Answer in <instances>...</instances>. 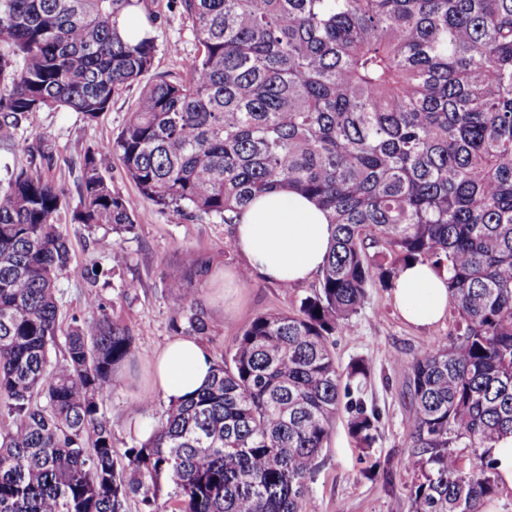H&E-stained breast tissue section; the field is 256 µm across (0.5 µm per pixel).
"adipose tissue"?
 <instances>
[{"label":"adipose tissue","instance_id":"ef3b65f1","mask_svg":"<svg viewBox=\"0 0 512 512\" xmlns=\"http://www.w3.org/2000/svg\"><path fill=\"white\" fill-rule=\"evenodd\" d=\"M333 227L325 211L307 197L282 189L255 198L232 228L237 252L251 274L277 285L297 286L321 270L332 242ZM392 298L401 317L416 326L444 318L448 287L428 264L409 263L395 278ZM213 366L209 351L197 340L178 337L156 355L153 387L164 399L195 392Z\"/></svg>","mask_w":512,"mask_h":512}]
</instances>
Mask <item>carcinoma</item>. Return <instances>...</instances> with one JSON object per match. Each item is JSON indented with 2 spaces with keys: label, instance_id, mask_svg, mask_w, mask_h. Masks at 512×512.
Returning a JSON list of instances; mask_svg holds the SVG:
<instances>
[{
  "label": "carcinoma",
  "instance_id": "cac0c4a2",
  "mask_svg": "<svg viewBox=\"0 0 512 512\" xmlns=\"http://www.w3.org/2000/svg\"><path fill=\"white\" fill-rule=\"evenodd\" d=\"M142 2L0 0V140L44 110L92 119L139 81L155 36L125 40L115 19ZM181 6L200 45L189 77L146 84L102 149L156 205L228 226L273 188L315 199L333 225L318 287L293 312L259 313L119 460L103 397L135 337L93 294L63 315L64 190L15 171L0 182V512H129L134 498L140 512H308L343 415L376 475L370 366L340 369L333 337L367 289L416 261L445 277L458 333L398 359L417 459L408 512H484L500 490L495 443L512 436V0ZM80 198L77 223L135 226L92 157ZM209 271L182 250L165 283L175 332H209L187 293Z\"/></svg>",
  "mask_w": 512,
  "mask_h": 512
}]
</instances>
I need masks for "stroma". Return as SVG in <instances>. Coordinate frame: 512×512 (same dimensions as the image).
Wrapping results in <instances>:
<instances>
[{"label": "stroma", "instance_id": "35a3bbf8", "mask_svg": "<svg viewBox=\"0 0 512 512\" xmlns=\"http://www.w3.org/2000/svg\"><path fill=\"white\" fill-rule=\"evenodd\" d=\"M147 4L156 18V51L142 83L161 76L187 78L198 46L191 19L180 0H147ZM142 83L121 91L111 108L95 119L64 110L38 112L21 124L13 143H0V180L14 169L28 167L65 190L59 222L73 250L71 265L58 283L64 315L80 313L92 293L107 313L130 325L136 338L135 373L122 376L120 385L104 399L114 419V454L119 458L133 445L137 429L151 427L167 409L151 387L152 362L155 352L176 336L171 325L173 298L164 283L182 249H195L211 261L208 276L197 284V296L210 317L211 331L203 343L214 354L232 346L256 314L267 309L293 310L311 289L307 283L284 289L255 277L238 279L243 260L239 254L224 253L230 236L227 225L213 216H182L156 206L143 198L117 155L101 152V143L111 140L125 124ZM91 155L113 191L136 215L134 231L118 243L111 225L72 221L80 205L84 159ZM130 281L135 282V290L123 292V284ZM454 331L449 318L425 327L408 324L395 309L390 290L369 289L354 330L336 335L335 353L339 366L363 359L372 369L364 397L380 412V435L373 448L379 473L372 480L362 476V453L345 419H338L308 480L309 512H408L415 462L407 448L406 375L396 359L410 357L434 338Z\"/></svg>", "mask_w": 512, "mask_h": 512}]
</instances>
